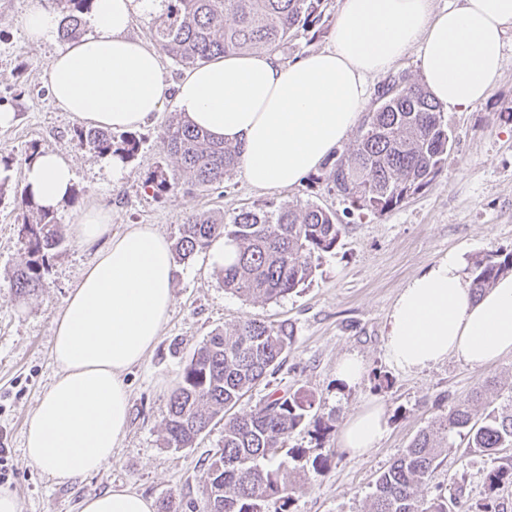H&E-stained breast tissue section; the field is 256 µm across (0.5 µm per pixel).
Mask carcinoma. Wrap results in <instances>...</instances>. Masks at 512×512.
I'll return each mask as SVG.
<instances>
[{
	"label": "carcinoma",
	"instance_id": "1",
	"mask_svg": "<svg viewBox=\"0 0 512 512\" xmlns=\"http://www.w3.org/2000/svg\"><path fill=\"white\" fill-rule=\"evenodd\" d=\"M91 0H53L59 10L63 41L82 37ZM165 17L152 28L168 59L183 68L208 63L248 49L275 50L280 43L319 23L324 0H167ZM380 106L368 112L346 153L326 162V186L349 200L353 209L381 215L429 185L448 159L453 136L441 106L418 83L388 80ZM77 145L98 154L138 150L135 137L110 130H74ZM165 162L149 172L145 187L162 196L187 193L224 182L239 164L240 148L213 139L177 117L163 134ZM13 195L21 216L23 259L13 287L23 297L42 285L49 254L65 241L53 210L42 208L27 191H15L0 178V199ZM345 233L336 214L315 204L282 203L242 208L230 219L219 214H190L172 246L187 262L213 240L235 244V261L221 269L224 289L263 302L292 293L311 281L324 254L335 250ZM512 271V252L491 251L472 262V286L484 291ZM294 343L291 324L247 319L214 330L192 354L167 404L163 444L190 448L211 421L280 367ZM475 399H481L476 393ZM473 399V400H475ZM467 399L421 430L409 448L374 483L369 512H472L463 487L453 495H425L438 459L456 435L468 448L494 451L512 447V405L494 407L477 420ZM316 395L298 389L273 392L253 410L224 422V440L211 458L205 512H288L307 473L286 479L288 460L306 458L304 448H286L288 438L314 418ZM488 490L480 512H496L494 494L512 484V467H497L485 477Z\"/></svg>",
	"mask_w": 512,
	"mask_h": 512
}]
</instances>
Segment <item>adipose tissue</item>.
Instances as JSON below:
<instances>
[{
	"label": "adipose tissue",
	"mask_w": 512,
	"mask_h": 512,
	"mask_svg": "<svg viewBox=\"0 0 512 512\" xmlns=\"http://www.w3.org/2000/svg\"><path fill=\"white\" fill-rule=\"evenodd\" d=\"M160 0H93L90 30L57 47L45 77L54 104L87 124L114 130L145 125L161 111L166 77L161 54L129 30ZM512 0H460L437 11L431 0H341L329 48L286 65L272 52L228 55L187 70L174 104L212 137L238 145L246 180L259 189L289 188L320 165L356 126L365 79L388 70L411 47L420 73L442 105L483 102L506 64L504 34ZM72 167L43 152L27 164L24 186L45 207L69 198ZM97 246L95 260L55 320L57 369L30 415L24 455L66 483L100 471L129 423L124 377L143 362L174 304L177 268L167 238L149 224L112 231L109 209L84 210L72 228ZM464 252L451 251L401 288L387 319L386 356L404 371L448 358L474 368L512 352V274L474 293ZM386 432L383 407L366 403L344 422L341 449L358 456ZM82 512H155L129 486L87 498Z\"/></svg>",
	"instance_id": "obj_1"
}]
</instances>
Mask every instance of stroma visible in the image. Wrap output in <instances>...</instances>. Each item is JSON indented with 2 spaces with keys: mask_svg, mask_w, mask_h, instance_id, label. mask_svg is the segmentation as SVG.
I'll return each instance as SVG.
<instances>
[{
  "mask_svg": "<svg viewBox=\"0 0 512 512\" xmlns=\"http://www.w3.org/2000/svg\"><path fill=\"white\" fill-rule=\"evenodd\" d=\"M31 5L32 0H0V110L15 115L12 124L0 127V156L11 157L10 184L20 190L30 145L60 154L74 170L78 198L58 208L65 242L50 256L42 288L25 298L12 286L22 259L18 212L11 199L0 200V485L16 495L21 512H81L85 498L117 486L135 488L157 503L172 501L178 512H202L224 420L215 417L193 447L175 451L163 445L164 419L169 394L194 349L231 321H287L295 336L279 371L248 393L236 413L249 412L275 390L301 388L315 393L318 417L335 425L319 441L304 430L289 439V447L329 458L296 493L291 512H365L377 475L435 417L482 386L486 401L497 406L512 401V353L482 368L451 357L421 372L396 369L385 355L389 311L420 270L451 251H464L471 260L491 250L512 251V30L504 39L505 68L487 101L444 110L455 140L441 171L427 187L378 216L351 211L342 196L328 192L321 167L290 188L258 189L238 171L218 189L163 196L145 190L147 174L165 158L163 132L176 111L170 100L137 129L140 148L121 177L112 179L101 155L74 141L79 120L51 100L45 70L56 45L28 38L24 17ZM283 202L316 204L335 212L347 227L311 283L273 301L252 302L225 291L208 251L178 264L171 315L153 349L126 375L129 426L111 462L65 484L29 463L23 455L25 423L54 378V322L94 258L93 249L71 230L80 212L103 205L112 212L113 232L150 224L172 242L189 214L230 216ZM352 353L363 359L365 373L357 387L346 389L336 380V364ZM379 372L388 375V387L376 388ZM369 399L384 405L387 431L368 454L345 456L338 449V429ZM486 401L476 403V415H483ZM509 464L512 447L490 455L449 438L429 492L448 495L461 486L469 504L483 502L487 472Z\"/></svg>",
  "mask_w": 512,
  "mask_h": 512,
  "instance_id": "1",
  "label": "stroma"
}]
</instances>
